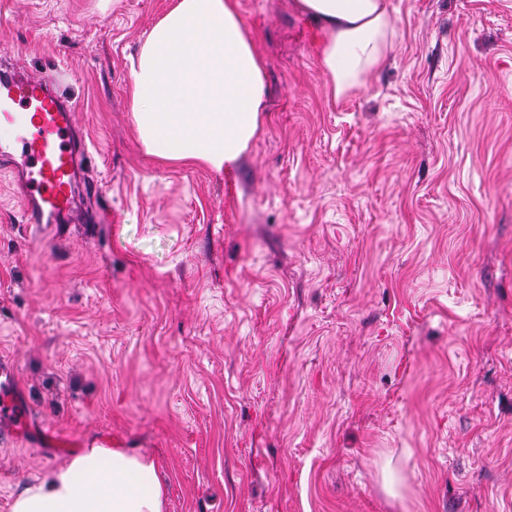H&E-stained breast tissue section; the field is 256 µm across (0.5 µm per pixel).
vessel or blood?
<instances>
[{
  "label": "vessel or blood",
  "mask_w": 512,
  "mask_h": 512,
  "mask_svg": "<svg viewBox=\"0 0 512 512\" xmlns=\"http://www.w3.org/2000/svg\"><path fill=\"white\" fill-rule=\"evenodd\" d=\"M57 88L51 72L0 70V123L15 132L13 142L0 143V168L24 170L17 193L31 226L49 218L73 224L82 217L73 186L84 151L74 141V108Z\"/></svg>",
  "instance_id": "vessel-or-blood-1"
}]
</instances>
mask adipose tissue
Instances as JSON below:
<instances>
[{"label": "adipose tissue", "instance_id": "obj_1", "mask_svg": "<svg viewBox=\"0 0 512 512\" xmlns=\"http://www.w3.org/2000/svg\"><path fill=\"white\" fill-rule=\"evenodd\" d=\"M390 0H295L318 25V59L333 97L362 83L391 46ZM128 96L145 153L165 162L233 166L254 138L268 88L236 0H169L130 61ZM153 461L86 449L48 468L11 512H163Z\"/></svg>", "mask_w": 512, "mask_h": 512}]
</instances>
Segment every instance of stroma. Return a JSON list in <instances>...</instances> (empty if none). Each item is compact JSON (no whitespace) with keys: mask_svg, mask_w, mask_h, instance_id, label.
<instances>
[{"mask_svg":"<svg viewBox=\"0 0 512 512\" xmlns=\"http://www.w3.org/2000/svg\"><path fill=\"white\" fill-rule=\"evenodd\" d=\"M167 3L0 0V59L61 72L116 215L29 228L0 171V363L72 438L0 418V512L96 446L152 460L164 512H512V0H390L338 98L295 0H238L269 94L225 172L133 130Z\"/></svg>","mask_w":512,"mask_h":512,"instance_id":"35a3bbf8","label":"stroma"}]
</instances>
